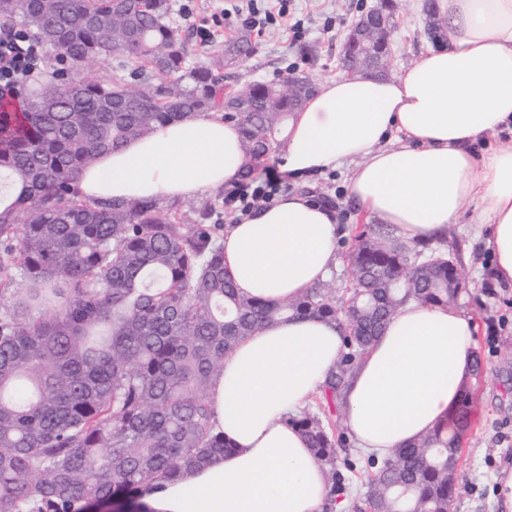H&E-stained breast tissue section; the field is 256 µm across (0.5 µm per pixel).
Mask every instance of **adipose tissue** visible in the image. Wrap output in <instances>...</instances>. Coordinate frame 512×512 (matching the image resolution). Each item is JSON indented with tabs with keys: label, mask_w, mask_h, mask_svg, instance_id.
Instances as JSON below:
<instances>
[{
	"label": "adipose tissue",
	"mask_w": 512,
	"mask_h": 512,
	"mask_svg": "<svg viewBox=\"0 0 512 512\" xmlns=\"http://www.w3.org/2000/svg\"><path fill=\"white\" fill-rule=\"evenodd\" d=\"M446 45L392 78L324 81L288 120L277 167L308 182L346 160L367 215L416 242L443 239L462 217L489 225L485 247L512 287V0H438ZM238 126L203 113L158 127L86 167L87 201L185 199L238 179ZM341 229L313 195L288 193L224 232L240 294L302 296L337 265ZM343 349L334 321H279L242 340L210 398L232 452L150 487L152 512H322L329 488L303 434L288 425L321 394ZM476 325L465 310L411 302L367 349L339 400L345 431L378 460L421 438L474 380Z\"/></svg>",
	"instance_id": "ef3b65f1"
}]
</instances>
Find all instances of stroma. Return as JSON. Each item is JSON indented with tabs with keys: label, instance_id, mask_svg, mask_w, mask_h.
Here are the masks:
<instances>
[{
	"label": "stroma",
	"instance_id": "1",
	"mask_svg": "<svg viewBox=\"0 0 512 512\" xmlns=\"http://www.w3.org/2000/svg\"><path fill=\"white\" fill-rule=\"evenodd\" d=\"M380 0H288L291 17L303 20L305 31L294 36L282 26L255 37L254 52L230 73L232 81L278 82L289 69L320 82L341 75L340 55L347 27L360 15L379 5ZM424 0H394L392 32L395 71L412 65L431 46L425 31ZM227 5L226 0H194L190 18L178 12L180 0H171L170 20L186 41L187 61L196 66L209 63L198 30H209L213 44L234 35L239 24L217 26L213 17ZM357 167L347 161L316 176V197L328 200L343 235L338 242L340 261L330 276L337 293L351 285L345 258L358 225L368 223L347 193V184ZM486 226L455 224L440 243L441 248L459 254L458 267L466 282L457 305L468 311L479 326L477 357L482 370L472 387L478 406L462 448L456 493L448 512H503L497 494L498 480L512 471V288L494 287V260L481 246Z\"/></svg>",
	"mask_w": 512,
	"mask_h": 512
}]
</instances>
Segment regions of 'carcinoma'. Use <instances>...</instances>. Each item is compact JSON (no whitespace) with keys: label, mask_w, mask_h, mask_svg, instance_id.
I'll return each instance as SVG.
<instances>
[{"label":"carcinoma","mask_w":512,"mask_h":512,"mask_svg":"<svg viewBox=\"0 0 512 512\" xmlns=\"http://www.w3.org/2000/svg\"><path fill=\"white\" fill-rule=\"evenodd\" d=\"M170 0H0V20L19 22L60 51L68 70L18 102H0V512H151L145 490L179 480L228 454L208 394L239 341L279 319L327 318L344 326V349L320 399L331 408L348 376L398 308L446 306L450 255L406 241L389 224L354 236L351 288L336 305L333 280L274 303L239 295L224 266L215 207L187 223L160 200L86 201L76 190L98 156L166 123L214 112L238 124L242 177L278 150L300 102L276 85L224 83L253 51L250 34L224 40L211 66H187L169 23ZM118 74L84 81L70 98L69 72L102 58ZM349 64H383L343 48ZM161 80L156 95L142 80ZM56 102L44 103L47 91ZM476 397L436 430L380 464L350 462L366 477L372 512H448L457 481V437ZM327 470L328 509L348 494L336 468L346 440L327 419L288 417Z\"/></svg>","instance_id":"1"}]
</instances>
